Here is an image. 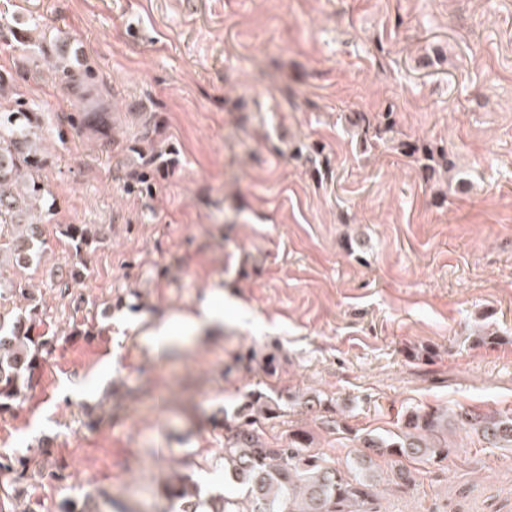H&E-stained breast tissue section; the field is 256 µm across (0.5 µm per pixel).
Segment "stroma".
Masks as SVG:
<instances>
[{"instance_id": "stroma-1", "label": "stroma", "mask_w": 512, "mask_h": 512, "mask_svg": "<svg viewBox=\"0 0 512 512\" xmlns=\"http://www.w3.org/2000/svg\"><path fill=\"white\" fill-rule=\"evenodd\" d=\"M79 47L112 103L101 139L71 125V88L0 41L40 108L46 251L22 273L57 336L0 451L50 446L66 495L152 512L159 472L234 490L216 466L225 411L261 390L345 459L353 434L409 410L512 409V0H0V13ZM153 144L138 137L144 113ZM393 124L364 148L349 123ZM153 194L125 190L148 147ZM444 151L435 181L406 148ZM66 224L98 241L73 258ZM74 265L79 281L61 278ZM212 302L223 321L155 347L159 323ZM88 339L70 341L74 329ZM502 340L479 345L480 330ZM436 355L416 360L410 347ZM278 357L267 374L263 357ZM321 394L337 427L308 410ZM450 464L380 486V512H512V449L454 430Z\"/></svg>"}]
</instances>
